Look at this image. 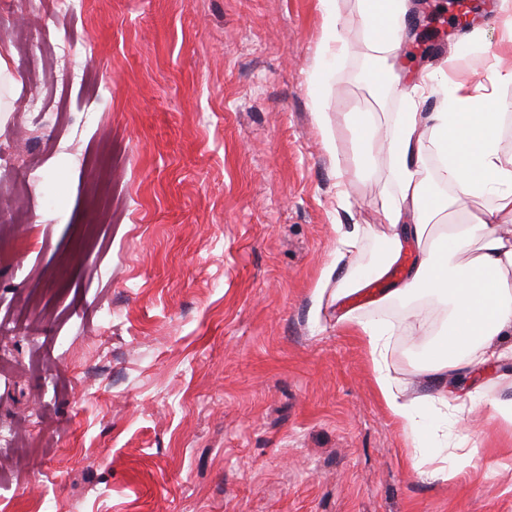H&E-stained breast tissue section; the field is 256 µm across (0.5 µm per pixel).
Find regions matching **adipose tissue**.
Returning a JSON list of instances; mask_svg holds the SVG:
<instances>
[{"mask_svg": "<svg viewBox=\"0 0 512 512\" xmlns=\"http://www.w3.org/2000/svg\"><path fill=\"white\" fill-rule=\"evenodd\" d=\"M359 10L371 50L385 61L396 58L407 38L404 19L413 10L412 0H359ZM423 82L438 96L439 106L424 116L409 97L394 120L388 154L396 191L382 204L378 252L364 269L346 267V258L360 250L363 237L356 230L341 233L336 256L314 296L323 298L332 285L341 298L387 278L405 244L415 247L401 283L383 299L391 302L416 293L450 302L448 320L421 365L433 392L402 399L385 361L389 325L356 318L351 324L365 341L390 414L416 448L429 458L452 448L466 460L473 448L439 432L438 408L448 403V375L512 359V157L502 152L504 116L512 101L501 95L512 86V66L492 72L491 90L480 101L465 82L449 79L444 70L427 73ZM431 147L439 160L432 172L425 165ZM473 199L488 200L484 216L467 211L466 203ZM440 215L456 218L457 228L435 225Z\"/></svg>", "mask_w": 512, "mask_h": 512, "instance_id": "adipose-tissue-1", "label": "adipose tissue"}]
</instances>
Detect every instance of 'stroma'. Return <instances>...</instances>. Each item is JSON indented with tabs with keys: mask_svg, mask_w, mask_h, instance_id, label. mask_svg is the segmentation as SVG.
<instances>
[{
	"mask_svg": "<svg viewBox=\"0 0 512 512\" xmlns=\"http://www.w3.org/2000/svg\"><path fill=\"white\" fill-rule=\"evenodd\" d=\"M420 55L405 41L378 88L357 0L348 49L321 72L320 0H12L0 49L17 80L0 112L27 224H0V512H512V430L485 407L421 462L343 314L387 321L404 399L447 306H363L313 293L336 228H378L403 93L439 66L512 65L498 0ZM41 33L62 84L14 50ZM479 33L481 53L460 56ZM321 90H314L316 78ZM325 102L337 143L316 122ZM374 113L362 142L353 122ZM347 205H340V192ZM512 394V361L448 383ZM456 470L433 480L434 466Z\"/></svg>",
	"mask_w": 512,
	"mask_h": 512,
	"instance_id": "stroma-1",
	"label": "stroma"
}]
</instances>
